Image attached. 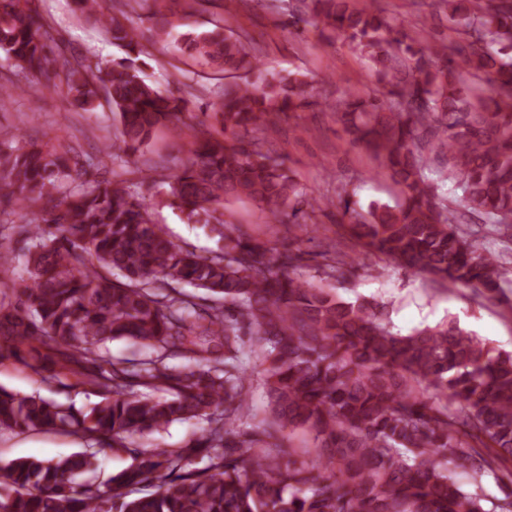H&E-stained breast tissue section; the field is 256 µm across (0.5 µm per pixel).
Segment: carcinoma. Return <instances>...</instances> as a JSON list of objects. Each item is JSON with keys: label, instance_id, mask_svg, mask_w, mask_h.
<instances>
[{"label": "carcinoma", "instance_id": "1", "mask_svg": "<svg viewBox=\"0 0 512 512\" xmlns=\"http://www.w3.org/2000/svg\"><path fill=\"white\" fill-rule=\"evenodd\" d=\"M459 27L454 54L419 42L384 19L370 0H298L305 21L323 25L373 63L386 81L373 96L349 93L336 115L400 187L403 203L365 212L339 201L337 223L362 246L448 287L504 293L500 255L460 227L448 199L431 189L424 152L446 159L459 206L512 231V0H443ZM126 56L101 68L56 57L54 29L37 0H0V51L20 85L0 82V104L38 90L55 68L81 107L103 92L120 116L123 148L136 163L156 132L183 122L187 84L161 91L144 77L153 57L128 13L98 12L74 0ZM163 0L147 21L150 42H173L224 72L203 116L221 136L192 142L166 195L188 222L224 241L202 255L153 223L140 183L87 186L85 163L69 147L0 148V204L51 203L41 223L0 219V273L13 262L3 240L27 243L29 277L0 297V359L13 358L45 382L64 371L99 401L78 408L0 387V431L57 429L81 437L80 451L0 465V512H512V352L497 350L450 318L407 335L385 307L347 301L292 276L302 253L279 251L236 232L224 209L264 206L274 222L299 223L320 207L285 159L253 137L309 106L302 74L268 79L227 14L214 28L178 31ZM207 291L213 305L197 309ZM149 352L129 371L108 362L107 343ZM264 365L269 418L261 432L235 424L248 408L250 359ZM183 358L193 366L166 363ZM208 428L189 450L146 449L135 438L175 421ZM312 435L311 448H283V431ZM123 450L130 465L104 485L97 456ZM208 466L194 467V458ZM462 469L466 482L454 470ZM494 476L502 495L487 491Z\"/></svg>", "mask_w": 512, "mask_h": 512}]
</instances>
